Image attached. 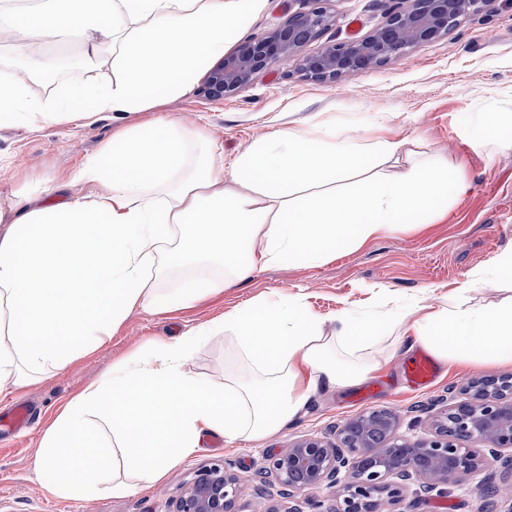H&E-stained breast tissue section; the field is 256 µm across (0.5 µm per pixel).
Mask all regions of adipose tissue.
Instances as JSON below:
<instances>
[{
    "label": "adipose tissue",
    "instance_id": "adipose-tissue-1",
    "mask_svg": "<svg viewBox=\"0 0 512 512\" xmlns=\"http://www.w3.org/2000/svg\"><path fill=\"white\" fill-rule=\"evenodd\" d=\"M267 0H32L0 7L18 40L62 33L87 57L107 52L112 78L35 99L28 70L0 68V119L25 125L119 120L185 95L243 35ZM202 125L169 117L125 126L74 179L83 195L0 207V383L24 387L103 347L137 310L187 307L247 281L257 267L324 262L399 224L438 215L449 187L417 138H358L321 113L255 140L225 166ZM218 276L167 287L177 271ZM334 333L299 299L234 308L171 343L139 350L72 398L37 455L49 490L67 498L108 487L135 493L197 451L203 434L261 439L304 415L322 390L351 388L381 370L386 331L440 362L512 363V300L490 308L439 300L377 318L342 309ZM228 334L240 371L223 386L188 373L192 346ZM112 423L127 480L110 472L91 417Z\"/></svg>",
    "mask_w": 512,
    "mask_h": 512
}]
</instances>
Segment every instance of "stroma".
Returning a JSON list of instances; mask_svg holds the SVG:
<instances>
[{
  "instance_id": "35a3bbf8",
  "label": "stroma",
  "mask_w": 512,
  "mask_h": 512,
  "mask_svg": "<svg viewBox=\"0 0 512 512\" xmlns=\"http://www.w3.org/2000/svg\"><path fill=\"white\" fill-rule=\"evenodd\" d=\"M323 6L333 18L332 26L298 54L259 72L231 96L210 101L194 88L159 107L158 115L198 116L213 139L214 151L229 162L255 139L315 112L335 113L337 121L358 137L366 136L385 113L390 117L388 135L421 138L428 154L447 162L449 174L464 173V191L449 192L442 216L395 226L362 245L340 248L323 263L289 260L260 267L247 282L193 307L134 313L106 346L52 370L41 382L5 386L0 390V411L32 399L38 417L29 430L0 440V512H172L198 470L214 463L237 476L240 512H310L314 500L329 512L338 487L322 486L305 499L283 498L270 471L271 457L302 438L333 437L338 423L376 409L396 412L400 438L411 443L432 439V415L463 401L470 380L491 373L512 375V365L451 361L442 365L430 388L413 391L399 380V370L411 354L398 350L378 374L387 388L366 402H353L350 389L323 390L312 398L305 415L275 435L227 439L219 448L212 445L213 435H205L201 448L171 467L163 481L134 494L103 489L59 498L47 491L45 476L35 468L43 435L56 415L73 396L109 372L113 362L139 348L170 342L190 327L219 319L250 301L285 294L325 315L342 308L373 307L383 312L395 303L429 296L472 307L512 299V283L507 281L464 286L470 272L489 266L499 252L512 247V147L490 141L486 123L475 120L476 115L512 105V0H488L482 12L463 18L448 35L412 47L382 66L335 80L307 75L303 57L330 43L367 37L400 9L401 0H324ZM308 8V0H268L242 39L265 38ZM42 54L53 76L33 82L31 89L44 98L68 83L112 77L108 62L101 59L93 67L83 66L82 47L59 37L50 38ZM143 120V115L132 114L121 122L107 116L90 125L21 126L0 121V206L17 192L41 196L40 185L26 186L17 179L32 166L43 169L52 183L64 185L66 194L83 192L74 174L95 157L119 124ZM236 364L229 343L217 335L192 348L185 369L220 384L225 369ZM474 452L481 461L478 469L442 494L422 497L415 487H407L398 512H512L507 501L487 508V483L505 472L484 445H475Z\"/></svg>"
}]
</instances>
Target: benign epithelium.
I'll return each mask as SVG.
<instances>
[{"label": "benign epithelium", "instance_id": "1", "mask_svg": "<svg viewBox=\"0 0 512 512\" xmlns=\"http://www.w3.org/2000/svg\"><path fill=\"white\" fill-rule=\"evenodd\" d=\"M317 6L291 16L271 35L250 41L224 57L205 77L202 92L220 100L249 84L255 74L296 54L325 30L331 16ZM487 0H402L373 34L331 43L303 59L319 80L380 66L413 46L444 36L461 18L478 13ZM470 398L434 419L435 438L411 444L395 435L397 418L377 409L336 428L337 441L308 437L272 458V467L288 498L323 485H342L334 512H397L403 491L418 484L423 493L441 491L476 470L479 459L468 444L483 442L497 451L512 449V378L486 375L473 380ZM508 476L489 486L492 500L512 502V455L501 458ZM238 480L219 464L198 472L176 500L173 512H239Z\"/></svg>", "mask_w": 512, "mask_h": 512}]
</instances>
